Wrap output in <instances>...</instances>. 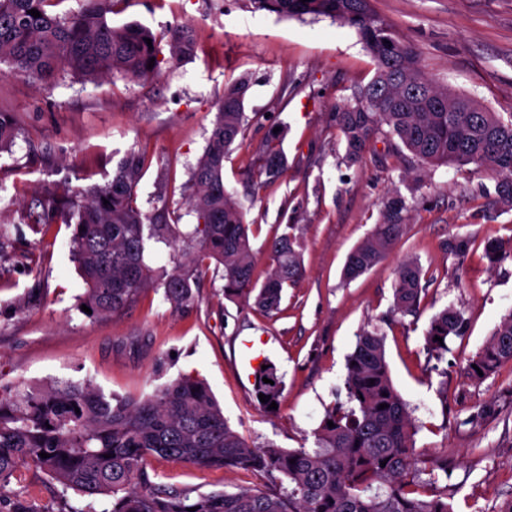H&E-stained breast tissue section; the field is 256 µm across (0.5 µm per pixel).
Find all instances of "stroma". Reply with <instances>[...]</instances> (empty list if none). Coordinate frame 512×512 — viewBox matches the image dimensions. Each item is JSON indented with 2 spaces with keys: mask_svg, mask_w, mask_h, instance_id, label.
Wrapping results in <instances>:
<instances>
[{
  "mask_svg": "<svg viewBox=\"0 0 512 512\" xmlns=\"http://www.w3.org/2000/svg\"><path fill=\"white\" fill-rule=\"evenodd\" d=\"M415 47L423 70L457 94L512 115V0H371ZM113 25L137 23L162 49L159 76L67 73L50 88L0 74V112L18 135L0 153V384L91 380L105 393L144 397L183 374L204 379L224 416L249 444L312 447L327 408L346 403V360L362 329L385 337L393 384L418 427L421 453L448 463L454 512H512V362L480 381L465 377L470 357L512 311V257L490 265L488 240L512 241V207L495 178L476 165L435 168L418 180L398 138L378 137L356 162L344 158L340 107L373 77L356 30L328 18H282L252 0H118ZM189 25L194 49L171 59L174 28ZM243 81L247 122L224 160V186L253 226L255 276L269 269L268 242L293 225L303 276L278 314L224 297V282L200 271V300L177 307L150 292L121 314L92 319L81 309L83 282L64 221L77 193L111 180L129 151L147 165L136 204L153 223L196 226L190 178L211 135L224 89ZM275 140L282 178L264 184L259 157ZM401 196L404 229L385 258L347 281L352 249ZM59 214L39 223L47 205ZM470 242L465 258L450 253ZM418 258L423 290L416 315L390 317L395 271ZM454 306L467 320L442 359L428 354L431 317ZM268 337L266 362L283 379L275 410L263 408L256 380L235 352L241 340ZM160 483L199 492L274 488L265 475L205 468L160 457L147 461ZM6 507L23 512H84L86 497L19 468Z\"/></svg>",
  "mask_w": 512,
  "mask_h": 512,
  "instance_id": "obj_1",
  "label": "stroma"
}]
</instances>
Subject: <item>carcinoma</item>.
Segmentation results:
<instances>
[{
    "label": "carcinoma",
    "instance_id": "1",
    "mask_svg": "<svg viewBox=\"0 0 512 512\" xmlns=\"http://www.w3.org/2000/svg\"><path fill=\"white\" fill-rule=\"evenodd\" d=\"M64 0H0V63L10 72L50 85L66 70L85 77L118 73L131 80L160 74V51L151 32L138 24L114 27L107 15L117 0H83L77 12L53 11ZM281 17H327L353 27L375 62L374 76L360 96L337 113L346 158L353 161L376 137L398 138L424 173L450 165L475 164L496 178L500 202L512 205V115L505 120L480 102L454 93L422 71L414 47L402 42L371 7L370 0H253ZM31 9L40 12L35 18ZM151 43H146V39ZM193 45L187 28L171 41L170 55ZM152 68H147L150 59ZM245 83L228 86L206 149L193 169L191 202L198 224L186 237L194 261L172 271L145 261L150 239L179 241L171 224H147L135 206L144 154L128 153L112 180L75 197L72 252L84 284L81 304L93 318L121 312L145 291L159 288L176 307L199 301L197 267L215 261L229 301H251L267 315L280 311L283 293L304 272L301 244L287 231L268 243L271 268L253 279L255 252L240 201L224 187V158L245 123ZM15 122L0 112V152L9 148ZM286 161L268 144L258 174L274 184ZM109 204H104V201ZM391 219L349 254L343 276L353 280L377 265L401 236ZM422 269L408 259L396 269L392 312L420 306ZM462 313L448 306L435 314L425 334L428 351H448V337L464 330ZM442 341L435 340V337ZM512 361V311L505 315L464 369L470 380ZM259 393L279 401L282 378L273 367ZM349 406L334 405L314 432V448L285 449L247 443L229 425L204 380L185 375L143 399L106 395L91 381L34 388L0 387V490L25 464L39 468L64 489L104 499L102 512H453L438 490L448 464H421L417 426L395 389L384 336L365 329L347 360ZM386 408H380V405ZM334 427H329L328 422ZM45 452L49 457L43 458ZM157 456L202 467L239 468L281 475L287 485L273 491L192 493L161 485L147 470ZM385 466H380V462Z\"/></svg>",
    "mask_w": 512,
    "mask_h": 512
}]
</instances>
